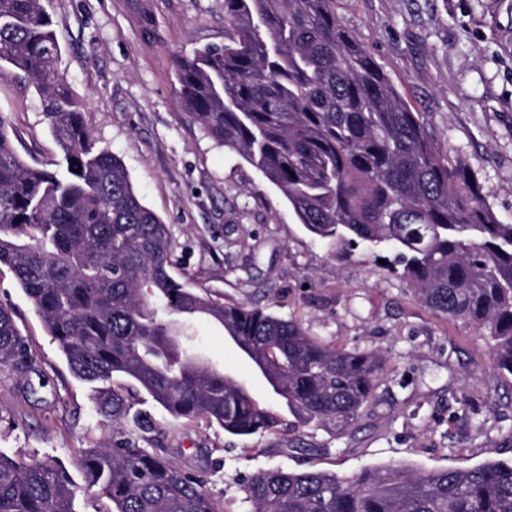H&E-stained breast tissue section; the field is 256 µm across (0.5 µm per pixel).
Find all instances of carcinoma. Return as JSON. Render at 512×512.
I'll list each match as a JSON object with an SVG mask.
<instances>
[{
    "label": "carcinoma",
    "mask_w": 512,
    "mask_h": 512,
    "mask_svg": "<svg viewBox=\"0 0 512 512\" xmlns=\"http://www.w3.org/2000/svg\"><path fill=\"white\" fill-rule=\"evenodd\" d=\"M222 47L175 61L178 97L203 131L256 168L313 238L395 252L389 271L420 303L483 331L512 377V224L484 201L420 115L336 18L333 0H224ZM61 49L39 0H0V62L40 97L57 169L16 152L0 118V268L13 274L72 374L94 386L112 441L82 450L85 490L112 512H221L206 479L174 464L140 428L114 377L171 416L231 435L278 431L279 416L192 346L205 316L302 425L348 430L374 402L385 357L338 347L257 306L176 280L169 225L142 202L121 160L96 145L58 71ZM0 367L32 395L45 385L11 309L0 305ZM146 446H141V443ZM82 489L49 458L0 452V512H74ZM252 512H512V461L351 478L272 469L246 483Z\"/></svg>",
    "instance_id": "cac0c4a2"
}]
</instances>
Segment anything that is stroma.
Here are the masks:
<instances>
[{
  "label": "stroma",
  "mask_w": 512,
  "mask_h": 512,
  "mask_svg": "<svg viewBox=\"0 0 512 512\" xmlns=\"http://www.w3.org/2000/svg\"><path fill=\"white\" fill-rule=\"evenodd\" d=\"M43 4L62 47L59 72L86 127L172 231L173 276L386 358L376 401L355 428L302 426L222 328L196 321L199 352L276 411L279 431L233 436L205 419L175 418L139 390L129 403L173 462L205 474L222 512H250L244 481L262 469L353 476L377 466L512 459V380L493 369L480 330L424 307L369 249L339 255L305 234L279 191L184 113L173 61L223 46L224 0ZM334 10L431 138L477 174L485 200L512 224V0H334ZM0 116L28 163L60 159L36 90L11 68L0 76ZM0 304L12 309L47 380L31 396L0 367V452L54 459L83 483L82 449L112 436L91 387L71 374L6 270Z\"/></svg>",
  "instance_id": "1"
}]
</instances>
